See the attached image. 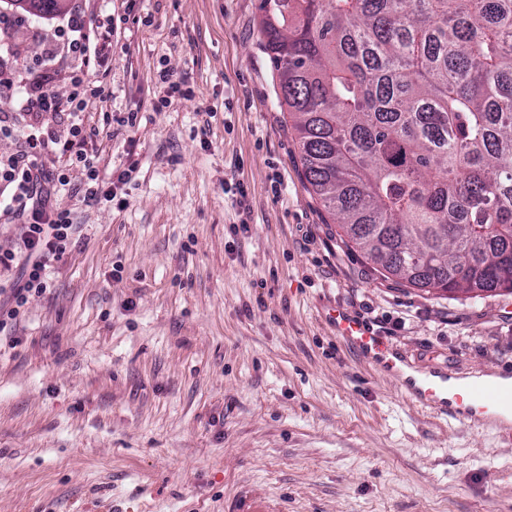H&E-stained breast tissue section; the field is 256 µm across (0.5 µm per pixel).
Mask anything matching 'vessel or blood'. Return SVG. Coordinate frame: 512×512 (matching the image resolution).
<instances>
[{"label": "vessel or blood", "instance_id": "b4317fda", "mask_svg": "<svg viewBox=\"0 0 512 512\" xmlns=\"http://www.w3.org/2000/svg\"><path fill=\"white\" fill-rule=\"evenodd\" d=\"M325 319L337 337L355 349L367 365L392 377L401 394L414 406L464 424H488L500 413L512 414V383L473 375L459 384H450L447 371H413L395 342L354 320L343 308L329 309Z\"/></svg>", "mask_w": 512, "mask_h": 512}]
</instances>
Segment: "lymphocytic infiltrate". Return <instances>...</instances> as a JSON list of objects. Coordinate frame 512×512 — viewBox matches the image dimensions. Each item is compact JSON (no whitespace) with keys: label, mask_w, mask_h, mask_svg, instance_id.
<instances>
[{"label":"lymphocytic infiltrate","mask_w":512,"mask_h":512,"mask_svg":"<svg viewBox=\"0 0 512 512\" xmlns=\"http://www.w3.org/2000/svg\"><path fill=\"white\" fill-rule=\"evenodd\" d=\"M111 32V20L90 27L81 12H72L66 24L49 38L44 66L23 64L19 83L11 90L22 110L63 113L67 124L62 129L47 124L34 127L24 133L21 150L0 155V215L20 223V235L13 246H0V332L17 325L29 300L49 288L56 263L78 244V227L70 210L56 203L59 196L77 187L71 180V169L83 175L79 187L84 190V200L95 202L114 201L137 170L132 163L101 175L99 155L88 152L86 145L97 131L85 126L83 112L94 88L75 75L67 98L47 91L53 79L47 64L56 46L66 47L80 66L99 68L104 63L100 41ZM17 266L22 269L20 279L8 280V273Z\"/></svg>","instance_id":"f902f5d3"}]
</instances>
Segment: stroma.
<instances>
[{"instance_id": "obj_1", "label": "stroma", "mask_w": 512, "mask_h": 512, "mask_svg": "<svg viewBox=\"0 0 512 512\" xmlns=\"http://www.w3.org/2000/svg\"><path fill=\"white\" fill-rule=\"evenodd\" d=\"M259 2L65 0L0 33L11 75L73 8L111 16L84 122L104 163L138 165L125 207L59 197L81 244L20 344L0 337V512H512V432L410 404L324 318L382 328L415 371L512 373V293L429 294L343 240L276 104Z\"/></svg>"}]
</instances>
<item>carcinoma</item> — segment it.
Segmentation results:
<instances>
[{
    "label": "carcinoma",
    "instance_id": "obj_1",
    "mask_svg": "<svg viewBox=\"0 0 512 512\" xmlns=\"http://www.w3.org/2000/svg\"><path fill=\"white\" fill-rule=\"evenodd\" d=\"M259 10L304 177L347 241L413 288L511 293L512 0Z\"/></svg>",
    "mask_w": 512,
    "mask_h": 512
}]
</instances>
